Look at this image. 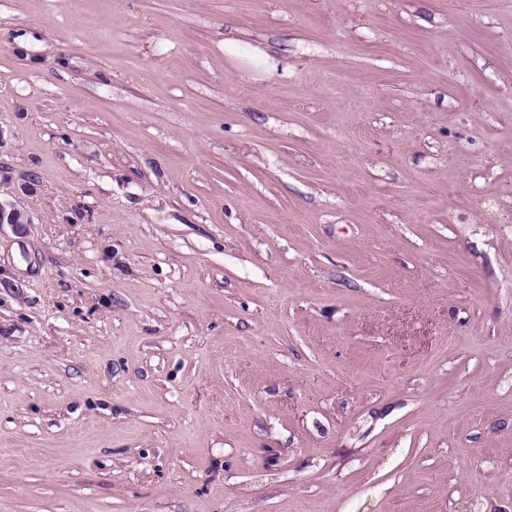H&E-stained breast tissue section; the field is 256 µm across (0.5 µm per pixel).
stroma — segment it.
<instances>
[{"instance_id":"1","label":"stroma","mask_w":512,"mask_h":512,"mask_svg":"<svg viewBox=\"0 0 512 512\" xmlns=\"http://www.w3.org/2000/svg\"><path fill=\"white\" fill-rule=\"evenodd\" d=\"M0 512H512V7L0 0Z\"/></svg>"}]
</instances>
